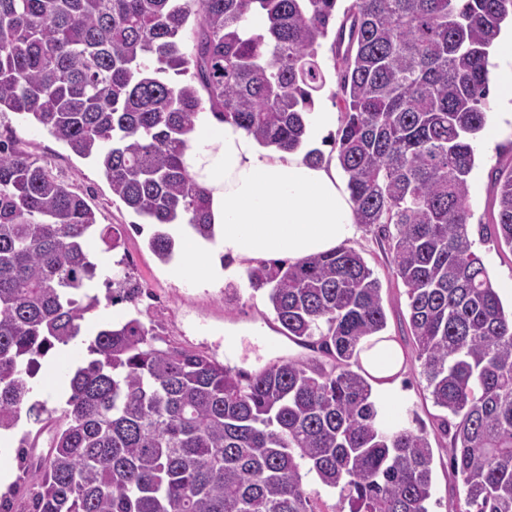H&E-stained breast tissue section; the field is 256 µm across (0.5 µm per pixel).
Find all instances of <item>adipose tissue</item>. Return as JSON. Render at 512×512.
Returning <instances> with one entry per match:
<instances>
[{
	"instance_id": "adipose-tissue-1",
	"label": "adipose tissue",
	"mask_w": 512,
	"mask_h": 512,
	"mask_svg": "<svg viewBox=\"0 0 512 512\" xmlns=\"http://www.w3.org/2000/svg\"><path fill=\"white\" fill-rule=\"evenodd\" d=\"M183 162L209 193L213 236L204 239L185 224L174 229L182 257L174 274L230 280L247 266L299 261L358 235L354 204L335 157L309 165L304 151L262 146L234 123L212 124L204 112L189 135ZM403 362L402 351L389 341L361 354L363 368L387 396L379 410L386 423L396 415L390 380Z\"/></svg>"
}]
</instances>
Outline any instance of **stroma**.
I'll use <instances>...</instances> for the list:
<instances>
[{"label": "stroma", "instance_id": "35a3bbf8", "mask_svg": "<svg viewBox=\"0 0 512 512\" xmlns=\"http://www.w3.org/2000/svg\"><path fill=\"white\" fill-rule=\"evenodd\" d=\"M0 135L13 137L20 147L47 163L54 174L72 183L95 211L99 227L118 230L124 240L122 248L112 251L98 237H91L90 254L98 263L93 285L102 301L85 314L81 336L69 345L55 346L42 359L31 381L30 401L50 408L63 406L59 390L68 386L75 367L88 359V343L101 321L115 323L124 317L126 304L110 306L103 301L107 293L105 281L115 274H129L147 291V298L139 305L141 320L162 324L169 339L183 346L206 351L219 360L228 359L230 366L252 372L283 356H307V349L281 336L265 294L253 291L247 280L202 282L191 276L173 277L167 263L148 247L152 230L145 218L113 195L95 161L75 155L63 142L13 112H0ZM475 149L476 166L469 179L470 237L492 281L512 279V250L499 245L491 229L498 213L495 175L512 168V131L504 132L492 144L478 138ZM350 246L363 256L381 282L386 312L384 334L404 355L395 395L396 420L424 428L433 448L430 512H454L464 497V487L461 478L450 469L449 442L437 429L443 410L434 405L416 359L408 327L407 297L393 274L388 243L380 229L363 227ZM231 331L239 333L240 342L228 357L224 354V340Z\"/></svg>", "mask_w": 512, "mask_h": 512}]
</instances>
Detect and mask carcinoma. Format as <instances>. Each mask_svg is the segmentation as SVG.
Here are the masks:
<instances>
[{"label": "carcinoma", "instance_id": "carcinoma-1", "mask_svg": "<svg viewBox=\"0 0 512 512\" xmlns=\"http://www.w3.org/2000/svg\"><path fill=\"white\" fill-rule=\"evenodd\" d=\"M337 0H0V112L93 159L159 226L211 236L208 192L182 156L203 103L260 143L305 140L327 84L319 51ZM512 0H353L331 44L344 103L334 140L358 223L393 225L427 388L447 411L455 512H512V314L467 226L487 59ZM189 77L183 83L168 73ZM497 240L512 250V169L499 173ZM96 215L71 184L0 138V430L38 425L0 512H428L427 432L377 421L363 343L386 327L381 284L340 245L247 272L281 332L317 356L243 377L134 317L97 331L60 408L27 404L39 360L81 335L100 300L87 242ZM112 303L142 287L112 279Z\"/></svg>", "mask_w": 512, "mask_h": 512}]
</instances>
